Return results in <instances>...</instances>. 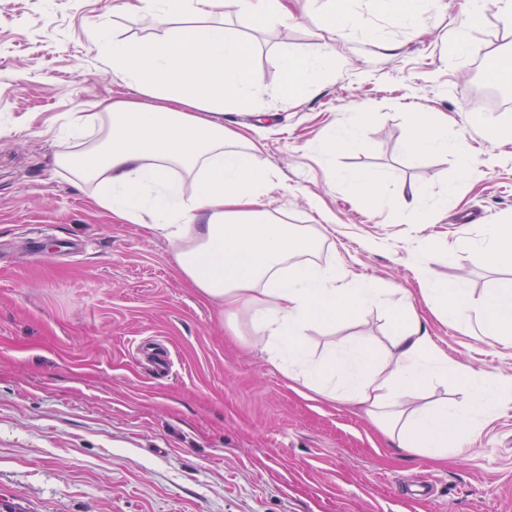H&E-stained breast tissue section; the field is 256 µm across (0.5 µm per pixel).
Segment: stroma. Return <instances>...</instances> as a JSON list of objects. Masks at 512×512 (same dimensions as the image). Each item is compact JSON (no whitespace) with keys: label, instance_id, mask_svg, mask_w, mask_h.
<instances>
[{"label":"stroma","instance_id":"35a3bbf8","mask_svg":"<svg viewBox=\"0 0 512 512\" xmlns=\"http://www.w3.org/2000/svg\"><path fill=\"white\" fill-rule=\"evenodd\" d=\"M467 7L441 0L414 33L359 0L361 28L311 95L273 91L282 53L300 58L323 43L324 11L248 29L257 102L225 113L224 125L273 173L262 207L322 234L317 262L336 257L352 278L413 291L424 259L478 304L512 285V264L468 247L484 225L512 222V144H491L465 115L493 93L496 115L512 121V84L488 83L476 64L512 59V27L488 9L470 32L475 53L454 56ZM100 24L124 37L166 32L112 0H0V512H512V405L481 420L462 455L400 449L364 409L272 365L250 343L248 313L230 330L222 308L180 276L164 237L112 219L92 204V186L73 185L56 164L66 113L136 95L98 55ZM415 112L447 117L449 136L475 155L473 179L459 180L451 155H405ZM341 119L359 124V145L315 150ZM363 169L386 177L371 203L341 178ZM411 186L447 197V210L429 223L409 217L401 191ZM475 212L482 220L463 223ZM416 310L449 366L512 378V342ZM396 325L369 308L310 328L304 349L321 361L361 338L382 351ZM147 339L170 352L166 378L137 354ZM420 478L433 480L434 498L407 492Z\"/></svg>","mask_w":512,"mask_h":512}]
</instances>
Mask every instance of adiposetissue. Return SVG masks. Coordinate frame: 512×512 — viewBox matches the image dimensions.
Masks as SVG:
<instances>
[{"mask_svg":"<svg viewBox=\"0 0 512 512\" xmlns=\"http://www.w3.org/2000/svg\"><path fill=\"white\" fill-rule=\"evenodd\" d=\"M227 5L247 24L284 26L293 18L288 0H123L131 13L181 24L150 39L98 27V52L138 96L104 98L93 111L70 113L58 135L79 146L59 163L75 184L95 183L96 207L168 240L182 278L201 297L220 303L228 320L250 312L253 343L289 379L365 408L400 448L446 458L460 449L463 431L475 429L478 418L512 401V380H473L459 403L402 406V396L447 379L448 360L413 304L390 299L372 282L351 280L342 262H313L319 237L259 208L272 174L224 126L225 109H250L257 94L247 45L216 19ZM358 22L351 0H343L327 23L329 41L301 59L282 56L284 74L319 89L336 60L337 42ZM403 146L412 156L452 155L462 179L477 172L469 148L449 137L441 113H412ZM470 246L492 263L511 264L512 225H490ZM418 283L430 310L476 319L489 335L512 339L511 287L496 289L475 307L463 285L444 286L428 265L420 266ZM373 306L387 307L399 321L390 350H373L360 339L335 346L326 361L308 358L302 339L310 327Z\"/></svg>","mask_w":512,"mask_h":512,"instance_id":"obj_1","label":"adipose tissue"}]
</instances>
